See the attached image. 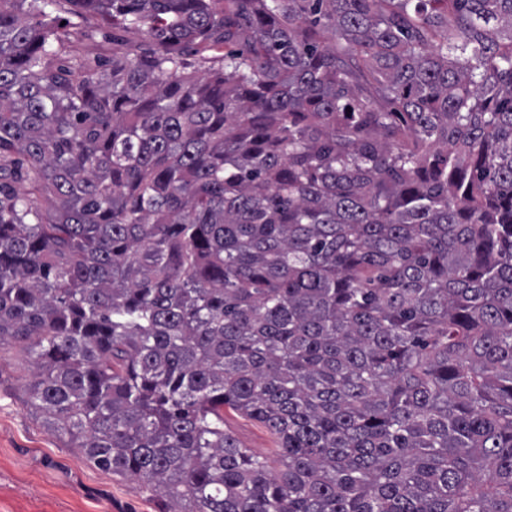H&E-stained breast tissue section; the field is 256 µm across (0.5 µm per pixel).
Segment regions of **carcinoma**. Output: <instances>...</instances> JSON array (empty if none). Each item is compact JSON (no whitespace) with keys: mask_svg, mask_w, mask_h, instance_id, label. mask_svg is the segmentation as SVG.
Instances as JSON below:
<instances>
[{"mask_svg":"<svg viewBox=\"0 0 512 512\" xmlns=\"http://www.w3.org/2000/svg\"><path fill=\"white\" fill-rule=\"evenodd\" d=\"M10 342L162 512H512V0H0ZM224 428L232 432L243 447L259 457L273 461L276 458V447L267 430L260 424L226 410Z\"/></svg>","mask_w":512,"mask_h":512,"instance_id":"carcinoma-1","label":"carcinoma"}]
</instances>
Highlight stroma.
I'll return each instance as SVG.
<instances>
[{"label": "stroma", "instance_id": "1", "mask_svg": "<svg viewBox=\"0 0 512 512\" xmlns=\"http://www.w3.org/2000/svg\"><path fill=\"white\" fill-rule=\"evenodd\" d=\"M27 366L20 345L0 346V512H159L149 491L97 469L36 415L28 401ZM224 420L243 447L275 459L263 426L229 411Z\"/></svg>", "mask_w": 512, "mask_h": 512}]
</instances>
